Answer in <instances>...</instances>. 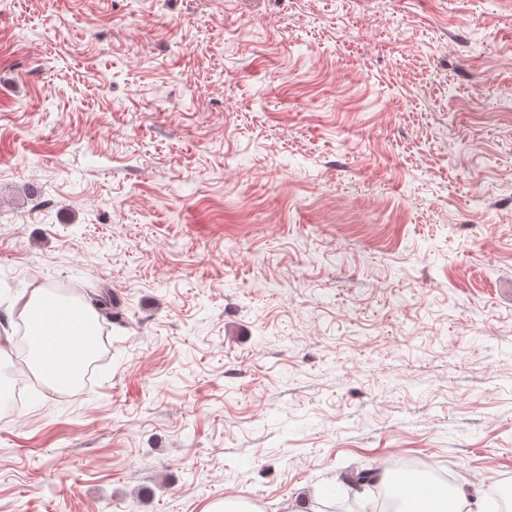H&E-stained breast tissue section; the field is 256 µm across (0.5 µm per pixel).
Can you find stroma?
Here are the masks:
<instances>
[{
	"mask_svg": "<svg viewBox=\"0 0 512 512\" xmlns=\"http://www.w3.org/2000/svg\"><path fill=\"white\" fill-rule=\"evenodd\" d=\"M0 512H261L412 460L512 488V0H0ZM29 346L27 366L48 387L76 386L99 343V314L90 303L72 302L35 288L22 306Z\"/></svg>",
	"mask_w": 512,
	"mask_h": 512,
	"instance_id": "1",
	"label": "stroma"
}]
</instances>
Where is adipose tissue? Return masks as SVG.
<instances>
[{"label": "adipose tissue", "instance_id": "obj_1", "mask_svg": "<svg viewBox=\"0 0 512 512\" xmlns=\"http://www.w3.org/2000/svg\"><path fill=\"white\" fill-rule=\"evenodd\" d=\"M29 346L28 366L48 387L76 386L99 343V314L86 301L72 302L44 288L33 289L22 306ZM395 512H482L480 489L442 491L428 473L412 485L393 487Z\"/></svg>", "mask_w": 512, "mask_h": 512}]
</instances>
